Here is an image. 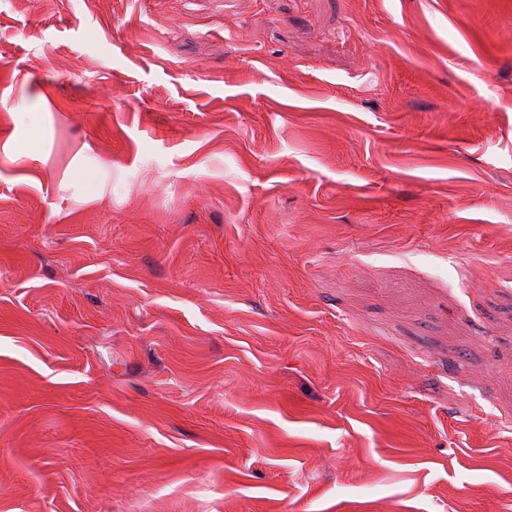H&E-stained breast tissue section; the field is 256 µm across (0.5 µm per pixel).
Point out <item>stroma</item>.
<instances>
[{
	"label": "stroma",
	"mask_w": 512,
	"mask_h": 512,
	"mask_svg": "<svg viewBox=\"0 0 512 512\" xmlns=\"http://www.w3.org/2000/svg\"><path fill=\"white\" fill-rule=\"evenodd\" d=\"M0 512H512V0H0Z\"/></svg>",
	"instance_id": "stroma-1"
}]
</instances>
